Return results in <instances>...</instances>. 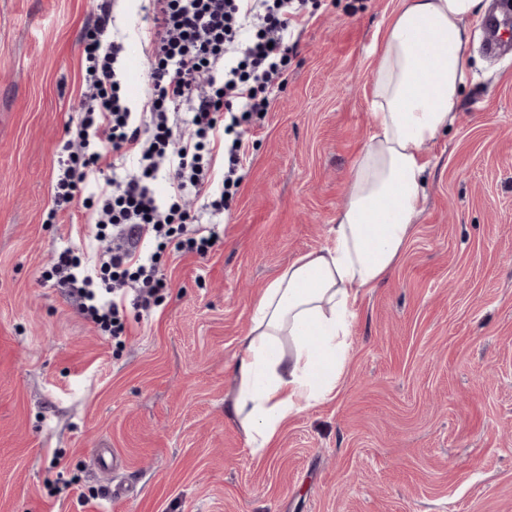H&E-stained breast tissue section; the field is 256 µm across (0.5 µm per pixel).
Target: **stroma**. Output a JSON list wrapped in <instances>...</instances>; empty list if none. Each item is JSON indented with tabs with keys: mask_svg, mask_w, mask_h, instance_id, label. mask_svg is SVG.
I'll list each match as a JSON object with an SVG mask.
<instances>
[{
	"mask_svg": "<svg viewBox=\"0 0 512 512\" xmlns=\"http://www.w3.org/2000/svg\"><path fill=\"white\" fill-rule=\"evenodd\" d=\"M315 2L220 241L163 254L159 305L119 346L41 277L55 250L96 249L71 233L82 204L45 218L97 0H0V512H512V44L487 55L480 19L425 210L360 299L334 397L264 455L226 412L254 300L328 243L375 132L400 0ZM112 26L147 57L138 0H115Z\"/></svg>",
	"mask_w": 512,
	"mask_h": 512,
	"instance_id": "stroma-1",
	"label": "stroma"
}]
</instances>
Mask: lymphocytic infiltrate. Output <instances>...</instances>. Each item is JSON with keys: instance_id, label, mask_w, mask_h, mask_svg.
Masks as SVG:
<instances>
[{"instance_id": "f902f5d3", "label": "lymphocytic infiltrate", "mask_w": 512, "mask_h": 512, "mask_svg": "<svg viewBox=\"0 0 512 512\" xmlns=\"http://www.w3.org/2000/svg\"><path fill=\"white\" fill-rule=\"evenodd\" d=\"M305 4L142 0L150 66L137 112L121 88L124 45L111 37L110 0L85 29L80 111L57 152L46 221L92 190L98 208L83 234L98 243L100 275L66 247L43 276L116 343L132 333L129 311L156 307L167 285L164 252L203 258L213 250L251 163L252 134L287 79L292 34L311 18ZM128 158L133 171L119 172Z\"/></svg>"}]
</instances>
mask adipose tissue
I'll return each mask as SVG.
<instances>
[{
	"instance_id": "adipose-tissue-1",
	"label": "adipose tissue",
	"mask_w": 512,
	"mask_h": 512,
	"mask_svg": "<svg viewBox=\"0 0 512 512\" xmlns=\"http://www.w3.org/2000/svg\"><path fill=\"white\" fill-rule=\"evenodd\" d=\"M482 0H401L373 72L375 134L363 146L328 244L288 264L253 305L234 356L229 412L255 453L288 418L329 399L361 296L394 267L426 201L425 153L452 124ZM429 49L434 63L421 73Z\"/></svg>"
}]
</instances>
